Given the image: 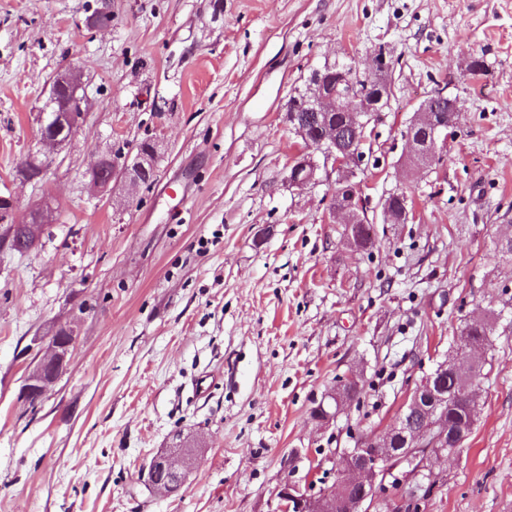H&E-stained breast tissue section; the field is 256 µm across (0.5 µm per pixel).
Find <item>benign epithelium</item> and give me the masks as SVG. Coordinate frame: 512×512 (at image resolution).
I'll list each match as a JSON object with an SVG mask.
<instances>
[{
	"mask_svg": "<svg viewBox=\"0 0 512 512\" xmlns=\"http://www.w3.org/2000/svg\"><path fill=\"white\" fill-rule=\"evenodd\" d=\"M112 22L111 0H102V5L88 20L91 28H105ZM390 69V62L385 54L380 53L373 63L366 68L368 73L379 77L372 86L361 87L356 79L349 74L343 75L336 87L319 84L312 89L305 98V105L310 112H329L340 109L350 113L353 122L359 117H373L381 111L384 99L389 96V88L381 77ZM65 87L69 92L66 106L59 105L55 94H50L47 100L48 111L40 113L39 129L50 124H61L71 131H76L78 120L83 113L84 98L79 94L80 76L72 67L60 71L52 84V88ZM447 94L436 91L430 94L417 109L418 117L412 126H424L432 133V148L429 152L415 150L413 134L406 130L403 134L413 156L420 158L417 167L424 168L447 148L448 130L457 125L453 120L449 123H440L434 118V109L429 102L437 98H445ZM311 147L319 150L325 159L334 162L337 178L336 184L343 186V190L331 197L329 214L342 219L345 224H364L365 218L359 213V205L355 202L356 186L352 182L355 177V165L360 162L359 152L342 147L336 139V131L328 130ZM144 167L141 155L137 154L132 160L126 162L122 169L126 186L130 193L140 189L135 171ZM296 170H304V175L296 174L290 182L298 186H307L317 181L318 166L311 157L306 156L294 164ZM90 185L98 190L105 191L115 178L113 165H105L104 158H99L89 169ZM55 212L54 198H43L28 215V219L20 223L16 219V201L12 195L0 197V243L8 245L12 242L16 229L21 224L27 225V235L30 246H35L44 227L50 222ZM77 331L71 326H65L54 334L39 339L40 354L35 365L24 378L21 386L22 400L28 402L41 401L50 388L67 370L70 356L77 342ZM343 401L338 393L329 396V401L321 404L324 417L321 423L330 425L341 412ZM397 430H391L374 439H360L355 447L346 451V466L340 471L337 483L319 489L316 493H309L298 485L286 481L278 491L280 500L287 502V506H296L297 512H371L377 504L393 507L397 484L393 489L386 485V471L390 465L396 466L411 454L425 448L442 444V448L429 459L427 469L434 470L435 462L448 454L446 433L430 435L423 431H411L404 435L405 447L396 450L391 447V441ZM195 456L192 452L165 450L158 452L143 472L163 470L178 479H185L193 470Z\"/></svg>",
	"mask_w": 512,
	"mask_h": 512,
	"instance_id": "1",
	"label": "benign epithelium"
}]
</instances>
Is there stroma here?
I'll list each match as a JSON object with an SVG mask.
<instances>
[{"label": "stroma", "mask_w": 512, "mask_h": 512, "mask_svg": "<svg viewBox=\"0 0 512 512\" xmlns=\"http://www.w3.org/2000/svg\"><path fill=\"white\" fill-rule=\"evenodd\" d=\"M0 0V194L16 217L45 192L39 244L0 246V512H284L288 480L333 484L345 449L385 431L454 351L463 319L492 312L483 405L437 481L402 494L425 512H512V0ZM391 63L354 181L375 244L353 248L328 213L336 184L289 180L300 140L289 99L331 62ZM488 64L471 75L472 57ZM80 66L74 141L41 147L54 75ZM446 88L464 103L442 161L410 170L401 133ZM160 145L156 179L128 197L93 161ZM39 154L42 180L17 167ZM393 192L414 218L386 224ZM73 326L66 373L37 406L18 397L39 337ZM358 403L321 427L312 409L349 372ZM191 443L173 494L141 471ZM90 185L98 190L106 191L112 180L115 178L113 162L106 166L104 156L95 161L89 169Z\"/></svg>", "instance_id": "35a3bbf8"}]
</instances>
